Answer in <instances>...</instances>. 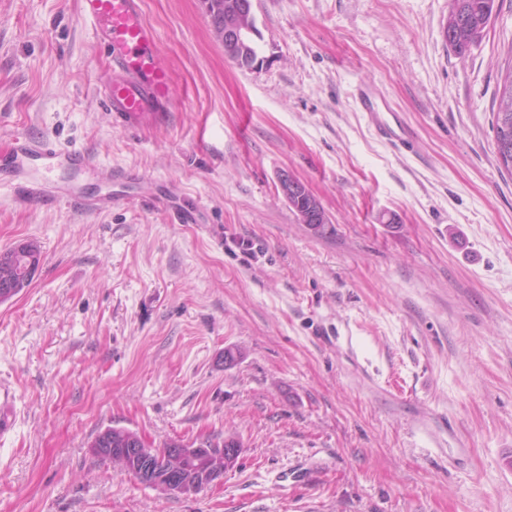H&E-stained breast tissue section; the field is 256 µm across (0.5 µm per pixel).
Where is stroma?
I'll use <instances>...</instances> for the list:
<instances>
[{
	"instance_id": "1",
	"label": "stroma",
	"mask_w": 512,
	"mask_h": 512,
	"mask_svg": "<svg viewBox=\"0 0 512 512\" xmlns=\"http://www.w3.org/2000/svg\"><path fill=\"white\" fill-rule=\"evenodd\" d=\"M144 9L176 109L125 126L76 0H0V150L26 135L124 174L50 172L117 197L102 211L0 183V251L42 247L0 304V512H512V173L492 130L512 0L463 57L449 0H253L252 70L202 0ZM107 426L241 454L185 496L96 457ZM279 190H280L282 196L284 197V199L288 202V204L292 207V209L293 208L295 209V210L293 209L294 212L296 211L299 214L302 222L304 224H307L309 229L314 231V233L322 232V230L325 227V224H327V223H324V224H318V223L325 222L326 215L324 212H322L323 207L321 206L320 202L314 195H312V196L318 201V204L321 206L322 209L319 206H317L316 209L312 210V206H311V208L308 210L300 211L299 209L295 208L292 204V200H294L296 198H297V200H300L301 196L303 194L307 193V189L305 188V186L301 182H299V180L295 176H293L288 171L282 172L279 177ZM296 212H295V214L298 218V215ZM298 220H299V218H298ZM299 222H300V220H299ZM308 223H310V224H308Z\"/></svg>"
}]
</instances>
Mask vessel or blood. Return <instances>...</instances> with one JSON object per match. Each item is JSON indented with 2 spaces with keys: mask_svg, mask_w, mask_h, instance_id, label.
Here are the masks:
<instances>
[{
  "mask_svg": "<svg viewBox=\"0 0 512 512\" xmlns=\"http://www.w3.org/2000/svg\"><path fill=\"white\" fill-rule=\"evenodd\" d=\"M77 10L90 22L111 64V74L101 89L106 108L127 125L164 121L175 109L172 76L159 58L158 35L145 17L144 0H77ZM12 155L11 174L34 200L47 197L45 174L57 165H65L76 175L93 169L82 151L63 152L26 136L15 138ZM28 163L36 164L43 178H26Z\"/></svg>",
  "mask_w": 512,
  "mask_h": 512,
  "instance_id": "vessel-or-blood-1",
  "label": "vessel or blood"
}]
</instances>
